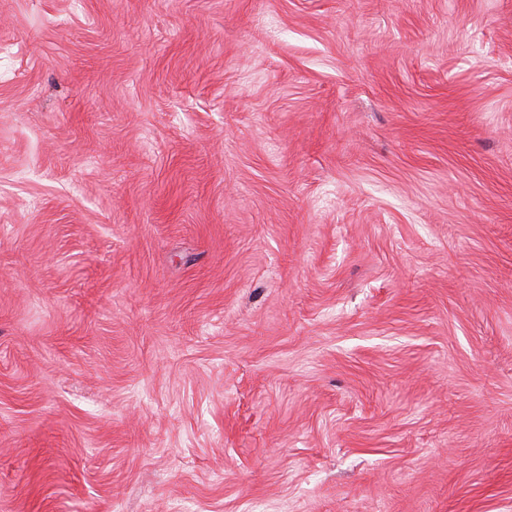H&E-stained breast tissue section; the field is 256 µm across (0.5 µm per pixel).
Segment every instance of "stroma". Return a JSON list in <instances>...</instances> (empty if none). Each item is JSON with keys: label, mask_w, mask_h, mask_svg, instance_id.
Masks as SVG:
<instances>
[{"label": "stroma", "mask_w": 512, "mask_h": 512, "mask_svg": "<svg viewBox=\"0 0 512 512\" xmlns=\"http://www.w3.org/2000/svg\"><path fill=\"white\" fill-rule=\"evenodd\" d=\"M0 512H512V0H0Z\"/></svg>", "instance_id": "1"}]
</instances>
